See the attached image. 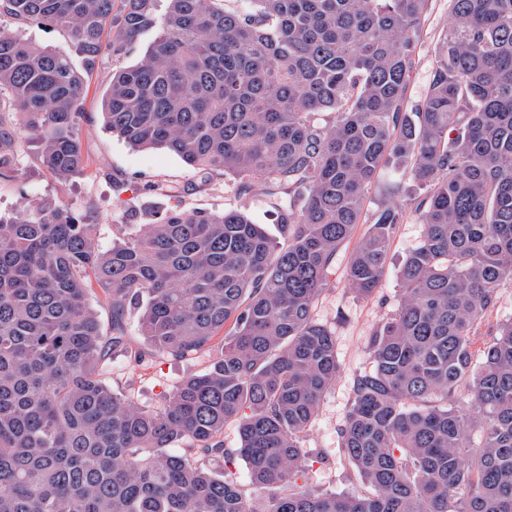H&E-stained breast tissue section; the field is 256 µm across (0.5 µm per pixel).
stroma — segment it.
I'll use <instances>...</instances> for the list:
<instances>
[{
    "label": "stroma",
    "instance_id": "stroma-1",
    "mask_svg": "<svg viewBox=\"0 0 512 512\" xmlns=\"http://www.w3.org/2000/svg\"><path fill=\"white\" fill-rule=\"evenodd\" d=\"M449 19V0H431L418 38L406 93L408 105H415L428 87ZM111 76L112 58L108 55L102 56L98 67L88 76L79 120L87 162L84 171L67 183H59L39 165L34 148H24L19 156L17 177L0 179L1 213L15 210L28 199L64 204L75 214L96 218L97 239L104 248L132 233L134 225L148 223L156 213L176 205L211 212L241 209L255 223L265 225L273 238H281L280 215L270 206L266 195L242 191L237 178L230 175H216L209 182H202L198 173L175 153L164 148L135 149L106 130L101 101ZM423 195L422 187L410 179L408 170L390 164L383 167L368 188L360 221L337 254L327 275L328 285L313 308L315 320L336 337L340 372L303 437L305 463L301 481L308 486L339 494L365 490L340 450V428L352 403L356 377L373 366L369 350L371 335L398 305L401 296L398 270L422 240L425 226L415 207ZM387 204L401 206L405 218L392 235L384 277L373 295L365 298L349 288L347 268L369 230L375 211ZM142 345L137 316L129 314L127 349L114 355L108 382L115 391L127 395L141 407H161L180 380L203 371L212 359L207 352L189 360L134 361L133 355ZM239 446L237 423L225 424L224 455L209 461L208 466L251 493L255 504H263L272 492L253 491L250 469L238 453Z\"/></svg>",
    "mask_w": 512,
    "mask_h": 512
}]
</instances>
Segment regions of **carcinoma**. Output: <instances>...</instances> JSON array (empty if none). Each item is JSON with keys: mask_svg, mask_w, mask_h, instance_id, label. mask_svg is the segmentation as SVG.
<instances>
[{"mask_svg": "<svg viewBox=\"0 0 512 512\" xmlns=\"http://www.w3.org/2000/svg\"><path fill=\"white\" fill-rule=\"evenodd\" d=\"M226 2L0 0V178L16 176L25 143L57 181L79 174L87 74L154 31L112 71L106 128L267 194L286 238L236 209L175 206L107 249L61 204L0 216V512H512V321L474 352L512 280V0H449L439 64L411 109L429 0ZM33 23L64 30L84 70L14 30ZM388 158L426 187L425 232L340 430L369 492L342 495L297 482L340 370L312 310ZM403 218L375 212L349 262L358 295L378 288ZM135 305L150 353L216 351L157 410L105 380ZM229 421L254 486L281 489L261 509L203 465L224 456Z\"/></svg>", "mask_w": 512, "mask_h": 512, "instance_id": "carcinoma-1", "label": "carcinoma"}]
</instances>
